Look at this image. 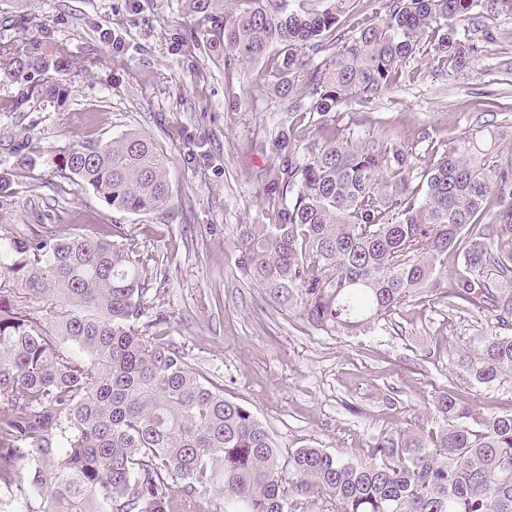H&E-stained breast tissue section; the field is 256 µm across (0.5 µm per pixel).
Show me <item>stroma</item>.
<instances>
[{"label": "stroma", "mask_w": 512, "mask_h": 512, "mask_svg": "<svg viewBox=\"0 0 512 512\" xmlns=\"http://www.w3.org/2000/svg\"><path fill=\"white\" fill-rule=\"evenodd\" d=\"M465 28L478 46L470 70L420 49L397 86L348 107L359 130L413 143L426 129L439 144L512 123V10L485 11ZM203 33L186 0H0L1 47L23 43L65 61L64 71L37 76L54 98L32 95L18 109L26 76L0 74V161L14 138L59 150L137 131L166 154L171 183L165 206L136 215L43 168L19 180L0 225L121 230L144 260L147 307L168 317L161 336L281 449L364 458L382 432L432 428L430 404L445 389L481 412L512 413L511 382L476 387L457 364L497 332L491 314L449 306L438 290L369 334L343 336L279 310L244 279L236 244L241 225L263 221L262 143L288 113L263 64L225 71ZM234 99L242 108L230 109Z\"/></svg>", "instance_id": "1"}]
</instances>
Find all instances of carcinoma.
Segmentation results:
<instances>
[{
    "mask_svg": "<svg viewBox=\"0 0 512 512\" xmlns=\"http://www.w3.org/2000/svg\"><path fill=\"white\" fill-rule=\"evenodd\" d=\"M356 0H189L224 69L269 62L291 121L257 177L264 223L240 228L237 266L278 308L326 333L365 335L445 278L446 291L498 321L463 371L476 386L512 378V154L503 130L448 138L422 169L388 137L357 143L340 109L375 100L421 43L456 71L477 47L458 23L501 0H382L352 28ZM28 46L0 50L15 76L60 67ZM332 125L308 140L295 118ZM0 165V210L37 168L80 181L132 214L170 193L164 154L126 132L57 152L26 140ZM102 227L32 224L0 234V491L11 512H204L215 491L234 512H512V414L486 415L450 390L437 427L386 431L365 460L322 448L282 452L243 405L145 329L136 256Z\"/></svg>",
    "mask_w": 512,
    "mask_h": 512,
    "instance_id": "obj_1",
    "label": "carcinoma"
}]
</instances>
